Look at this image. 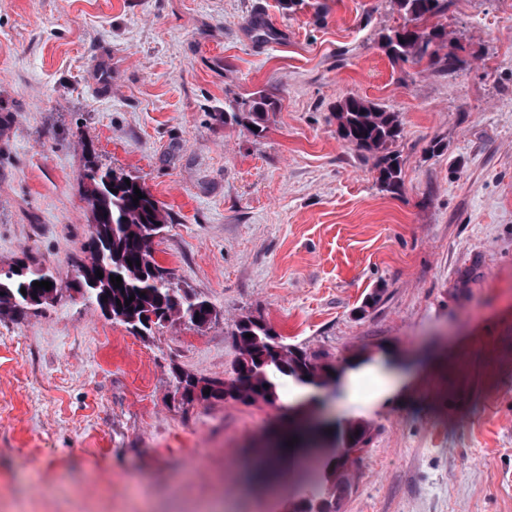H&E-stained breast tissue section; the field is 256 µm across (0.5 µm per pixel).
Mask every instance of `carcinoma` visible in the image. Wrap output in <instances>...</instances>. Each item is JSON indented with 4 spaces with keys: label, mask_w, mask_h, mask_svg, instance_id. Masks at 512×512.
Returning <instances> with one entry per match:
<instances>
[{
    "label": "carcinoma",
    "mask_w": 512,
    "mask_h": 512,
    "mask_svg": "<svg viewBox=\"0 0 512 512\" xmlns=\"http://www.w3.org/2000/svg\"><path fill=\"white\" fill-rule=\"evenodd\" d=\"M397 10L406 22L384 29L381 48L394 62L420 64L438 58L437 51L445 43L444 28L429 21L447 8V0H395ZM275 103L265 95H258L224 117L246 126L253 125L258 132L265 130L269 112ZM339 135L346 142L376 156L377 180L382 190L397 191L402 182V167L392 145L401 136V122L396 113L378 103L346 97L336 107ZM112 175L117 192L103 187L99 173ZM79 188L91 213L88 239L82 252L84 258L74 260L78 285L88 286L87 275L96 277L98 288L89 300L98 302L106 296L112 309L110 319L127 330L146 336L153 328L168 322L186 320L198 326L210 321L212 309L205 300L191 298L171 286L168 271L154 258L150 233H157L167 224L168 214L149 190L136 178L112 173V169L86 159L78 176ZM144 197L133 203L134 188ZM134 265H129V262ZM140 265H135V262ZM102 271L103 277L96 276ZM119 276L122 287H116L110 276ZM47 273L36 265L20 261L0 271V314H23L57 300L61 286L51 279L49 290L33 287L44 280ZM26 293H21V290ZM130 305H125L129 296ZM133 310H128V307ZM252 337H246V334ZM237 356L234 376L229 379L214 377L197 379L189 374L176 376L177 389L183 395L198 401L231 399L245 404L263 402L273 404L278 399L274 376L292 380L298 386L328 387L339 376L336 366L301 348L287 343L265 322L246 317L236 322L232 333ZM210 389L205 394L203 390ZM328 437L342 449L332 468V488L323 493L317 490L305 498L303 508L296 512H337L336 504L348 493L350 466L357 462L356 452H362L369 440V431L362 422L348 421L331 428Z\"/></svg>",
    "instance_id": "1"
}]
</instances>
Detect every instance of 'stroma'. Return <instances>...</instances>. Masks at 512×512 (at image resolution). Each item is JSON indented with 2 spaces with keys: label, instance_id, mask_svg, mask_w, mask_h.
I'll return each instance as SVG.
<instances>
[{
  "label": "stroma",
  "instance_id": "1",
  "mask_svg": "<svg viewBox=\"0 0 512 512\" xmlns=\"http://www.w3.org/2000/svg\"><path fill=\"white\" fill-rule=\"evenodd\" d=\"M393 0H0V268L65 289L0 315V512H295L332 452L258 480L312 397L370 442L340 512H512V0H448L447 66L392 64ZM275 97L254 135L225 112ZM353 96L398 114L399 193L340 139ZM168 214L153 245L214 308L148 337L67 285L86 154ZM336 364V390L188 401L233 375L236 322Z\"/></svg>",
  "mask_w": 512,
  "mask_h": 512
}]
</instances>
